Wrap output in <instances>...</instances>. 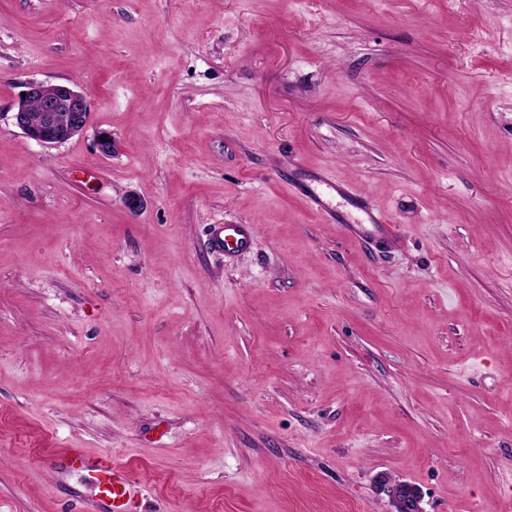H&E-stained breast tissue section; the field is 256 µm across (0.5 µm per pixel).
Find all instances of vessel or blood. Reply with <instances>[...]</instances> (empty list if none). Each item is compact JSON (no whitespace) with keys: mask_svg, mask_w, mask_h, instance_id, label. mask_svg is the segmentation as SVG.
Segmentation results:
<instances>
[{"mask_svg":"<svg viewBox=\"0 0 512 512\" xmlns=\"http://www.w3.org/2000/svg\"><path fill=\"white\" fill-rule=\"evenodd\" d=\"M338 184L326 174H318L313 186L303 189L305 197L314 212L328 224H339L349 233L372 240L381 247L394 245L396 237L384 216L367 205L355 193H347L349 206L355 209L354 219H346L333 203ZM256 235L250 224H223L211 231L210 244L225 255L232 256L247 252ZM70 467L88 472L102 499L108 500L112 512H128L127 506L135 497L136 481L126 465L108 454L92 455L80 448L69 452Z\"/></svg>","mask_w":512,"mask_h":512,"instance_id":"obj_1","label":"vessel or blood"}]
</instances>
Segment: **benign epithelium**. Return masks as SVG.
<instances>
[{
    "mask_svg": "<svg viewBox=\"0 0 512 512\" xmlns=\"http://www.w3.org/2000/svg\"><path fill=\"white\" fill-rule=\"evenodd\" d=\"M36 102L41 112L37 123L28 117V104ZM15 127L30 140L43 146H55L81 134L89 123V108L85 94L69 84L27 83L23 96L11 116ZM378 491L389 497L392 512H424L420 491L407 483H391L381 476Z\"/></svg>",
    "mask_w": 512,
    "mask_h": 512,
    "instance_id": "7a95c632",
    "label": "benign epithelium"
}]
</instances>
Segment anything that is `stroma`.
I'll use <instances>...</instances> for the list:
<instances>
[{
	"label": "stroma",
	"instance_id": "obj_1",
	"mask_svg": "<svg viewBox=\"0 0 512 512\" xmlns=\"http://www.w3.org/2000/svg\"><path fill=\"white\" fill-rule=\"evenodd\" d=\"M33 80L87 130L26 138ZM73 448L130 512H512V0H0V512L95 500ZM14 112L12 122L30 140L43 146H55L81 134L89 123V108L85 94L69 84L27 83ZM30 110L28 104L30 102ZM39 106V112L38 111ZM41 120L38 123L31 122ZM337 187L336 179L319 173L313 187L300 189L299 192L309 201L312 209L323 222L339 224L349 233L372 240L383 248L396 244L392 227L387 224L380 212L367 205L361 196L339 189L346 196L348 205L357 210V214L352 218V223L347 220L333 204V193L337 192ZM256 228L251 224H223L211 231L210 244L224 255L247 252L253 243ZM68 457L70 468L88 472L101 501L108 500L112 512H129L127 505L134 499L139 484L122 461L108 454L92 455L81 448L71 449ZM380 493H385L394 507L392 512H424L420 491L407 483L392 484L386 477L380 476L377 481Z\"/></svg>",
	"mask_w": 512,
	"mask_h": 512
}]
</instances>
